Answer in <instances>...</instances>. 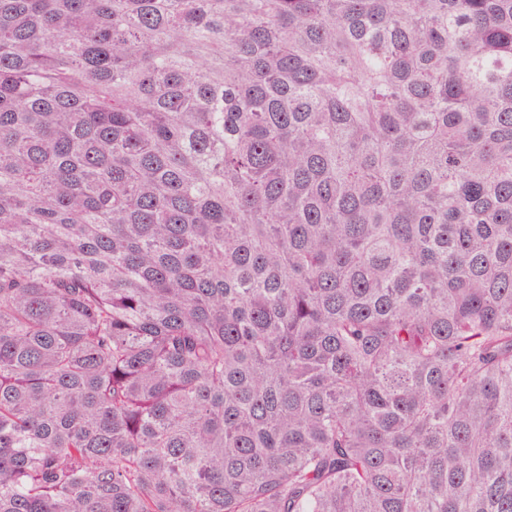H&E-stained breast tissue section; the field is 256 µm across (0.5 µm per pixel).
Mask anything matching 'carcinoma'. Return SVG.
<instances>
[{"label":"carcinoma","mask_w":512,"mask_h":512,"mask_svg":"<svg viewBox=\"0 0 512 512\" xmlns=\"http://www.w3.org/2000/svg\"><path fill=\"white\" fill-rule=\"evenodd\" d=\"M0 512H512V0H0Z\"/></svg>","instance_id":"1"}]
</instances>
